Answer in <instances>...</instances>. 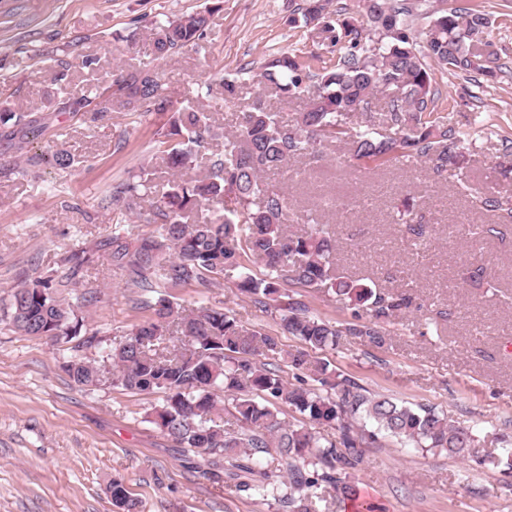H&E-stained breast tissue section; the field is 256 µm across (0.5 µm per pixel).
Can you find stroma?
<instances>
[{
    "label": "stroma",
    "instance_id": "obj_1",
    "mask_svg": "<svg viewBox=\"0 0 512 512\" xmlns=\"http://www.w3.org/2000/svg\"><path fill=\"white\" fill-rule=\"evenodd\" d=\"M475 5L492 21L488 42L494 78L439 72L436 110L458 126L480 129L466 143L464 173L434 172L430 165L398 161L382 172L327 156L281 175L299 205L324 195L339 209L325 214L336 235L333 269L372 288L410 295L401 319L384 325L385 343L347 337L335 350L313 352L370 392L436 407L472 428L485 448L500 453L512 437V222L500 213L473 210L460 183L485 197L512 202V177L498 165L512 153V9L505 0H456ZM303 0H0V108L53 113L30 144L42 152L66 146L78 160L67 172L44 165L28 176L0 180V304L12 286L49 275L62 253L111 233L117 215L97 207L113 187L142 169L161 165L162 118L137 122L115 112L97 125L57 112L63 90L112 94L118 69H154L174 106L199 87L259 71L274 52L317 48L314 32L296 27ZM209 11L204 47L165 59L153 54L154 22ZM95 69L83 68L85 57ZM66 58L65 81L54 80V61ZM422 224L408 233L403 214ZM472 224L493 234L471 236ZM484 276H475L477 266ZM94 299L83 308L80 345L25 336L0 323V512H112L108 486L123 478L142 512H278L257 497L221 487L202 462L178 448L150 422L161 394L103 382L88 389L66 371L72 360L110 365L113 348L133 325L149 319L147 294L127 283L106 260L89 266ZM236 272L208 290L171 289L184 308L225 307L248 327L277 341L266 362L284 367L286 353L303 342L285 331L275 310H262L234 286ZM291 294L321 319L342 327L349 306L324 292ZM355 496L322 490L317 512H512V472L390 442L368 445L349 472Z\"/></svg>",
    "mask_w": 512,
    "mask_h": 512
}]
</instances>
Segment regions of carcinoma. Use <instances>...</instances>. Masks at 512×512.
<instances>
[{"mask_svg": "<svg viewBox=\"0 0 512 512\" xmlns=\"http://www.w3.org/2000/svg\"><path fill=\"white\" fill-rule=\"evenodd\" d=\"M303 2V24L318 31L319 50L307 56L275 54L252 76L259 90L239 110L234 129L224 134V151L215 159L200 161L201 149L219 137L214 113L200 101L174 108L150 69L115 78L113 99L70 103L83 111L89 124L109 117L115 101L145 122L167 116L159 143L170 178L147 218L156 230L131 240L122 228L140 213L155 187V172L143 170L102 199L118 211L112 235L65 252L54 277L14 286L10 303L0 306V321L24 335L51 336L56 342L79 335L75 305L58 289L88 287L82 272L96 255L148 292L188 284L212 288L226 270L243 267V256L249 255L263 263L266 274L258 278L243 271L236 288L256 305L278 303L281 326L309 348L334 350L344 336L384 344L378 323L399 319L411 304L410 296L333 274L335 240L325 225L297 213L271 176L292 161L312 159L338 144L348 146L351 158L370 169L401 158L423 159L438 172L462 167L463 144L478 130L458 127L435 112L434 68L457 75L493 73L492 60L479 53L490 19L480 9H446L429 0H363V20H334L328 0ZM417 17L428 20L418 34L412 27ZM208 28V17L201 12L157 24L151 29L154 52L164 57L185 48L197 51ZM325 52L336 54V60L318 74L305 108L290 119L274 111L266 93L286 100L306 92V82ZM386 88L392 95L377 118L374 99ZM0 128L23 150L13 164L0 165V179L24 176L28 167L44 160L24 152L29 135L42 132L39 119L1 112ZM49 160L61 171L77 163L65 148L56 149ZM199 211L209 216L191 221ZM287 286L323 290L369 310L371 319L364 321L358 314L340 329L299 303L284 301ZM142 305L154 317L134 326L113 350L112 385L163 394L152 412L153 422L177 447L200 458L210 474L235 481L239 492L272 499L289 512H311L323 482L344 497L352 496L351 485L335 471L355 468L359 448L386 437L404 446L512 469V448L502 449L496 458L485 452L472 429L436 408L373 394L329 364L310 359L305 350L289 353L288 364L320 387L308 385L302 376L295 384L286 382L279 366L258 360L262 349L276 348L275 338L247 327L229 310H187L161 292ZM68 371L82 386L94 388L101 382L94 363L75 360ZM278 404L313 424L336 427L339 442L310 431L300 420L279 418L274 409ZM270 448L278 450V470L264 465L262 454ZM109 491L114 512H141V501L123 480L112 479Z\"/></svg>", "mask_w": 512, "mask_h": 512, "instance_id": "1", "label": "carcinoma"}]
</instances>
